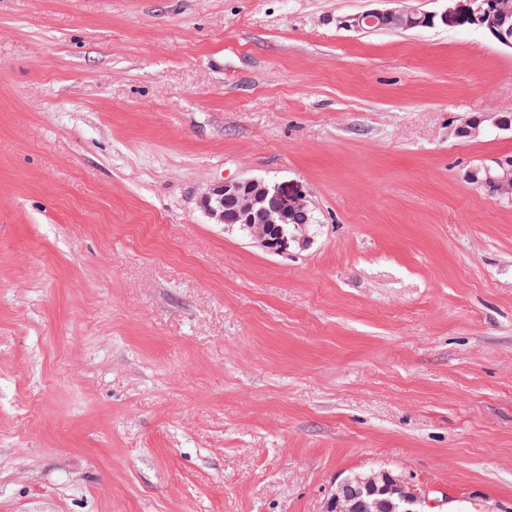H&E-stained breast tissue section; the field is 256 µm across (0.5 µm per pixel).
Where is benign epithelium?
<instances>
[{
  "label": "benign epithelium",
  "instance_id": "1",
  "mask_svg": "<svg viewBox=\"0 0 512 512\" xmlns=\"http://www.w3.org/2000/svg\"><path fill=\"white\" fill-rule=\"evenodd\" d=\"M461 8L471 22L492 42L512 50V24L504 21L485 24L486 9L482 0H461ZM389 10L374 9L361 14L336 18V24L348 30L369 29L374 17ZM512 175V159L492 165L471 168L466 173L470 182L503 180ZM202 205L216 224H246L265 245L288 248V234L282 225L288 215L306 205V196L297 190H286L275 182L255 178L227 180L209 188ZM399 512H423L425 497L402 477L378 469L354 474L336 487L325 505V512H382L385 504Z\"/></svg>",
  "mask_w": 512,
  "mask_h": 512
}]
</instances>
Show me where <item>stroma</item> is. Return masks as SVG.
I'll return each instance as SVG.
<instances>
[{
	"mask_svg": "<svg viewBox=\"0 0 512 512\" xmlns=\"http://www.w3.org/2000/svg\"><path fill=\"white\" fill-rule=\"evenodd\" d=\"M376 0H0V512H512V50ZM295 183L307 243L213 223ZM483 173L485 175L484 179H480V174ZM494 174V176L492 175ZM512 173V159H504L500 161H496L493 165H481L474 168H471L467 171L465 177L468 181L484 183L490 180H497L495 183H490L485 187L490 193L498 195L503 200H511L512 199V182L506 183L501 182L500 180L508 178ZM202 205L214 223L247 224L262 243L275 249L288 248V233L295 224L316 223L308 207L298 208L307 206L302 191H288L278 183L255 178L213 185L203 196ZM283 224L288 225L286 233ZM423 512L425 497L402 477L378 469L354 474L336 487L325 505V512Z\"/></svg>",
	"mask_w": 512,
	"mask_h": 512,
	"instance_id": "1",
	"label": "stroma"
}]
</instances>
